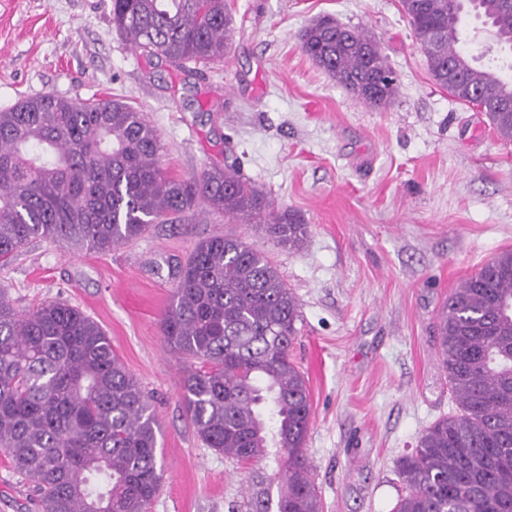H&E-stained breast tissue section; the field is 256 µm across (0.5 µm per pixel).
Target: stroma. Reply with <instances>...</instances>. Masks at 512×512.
<instances>
[{"label":"stroma","mask_w":512,"mask_h":512,"mask_svg":"<svg viewBox=\"0 0 512 512\" xmlns=\"http://www.w3.org/2000/svg\"><path fill=\"white\" fill-rule=\"evenodd\" d=\"M227 4L224 60L181 69L130 48L111 0H0V111L41 94L124 100L158 128L170 175L237 160L308 224L303 247L199 209L107 255L31 242L0 269V287L21 309L79 306L153 396L165 479L151 512H245L251 477L198 438L179 389L189 361L159 332L177 261L200 239L242 235L300 304L292 356L310 393L306 455L323 512H391L401 459L460 411L437 324L463 279L512 250V141L434 83L400 0ZM322 17L378 41L397 77L390 106L362 103L302 51L300 30ZM463 38L478 63L512 78V53L481 19L467 18ZM0 512H37L30 481L7 464Z\"/></svg>","instance_id":"1"}]
</instances>
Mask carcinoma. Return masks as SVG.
<instances>
[{
	"instance_id": "1",
	"label": "carcinoma",
	"mask_w": 512,
	"mask_h": 512,
	"mask_svg": "<svg viewBox=\"0 0 512 512\" xmlns=\"http://www.w3.org/2000/svg\"><path fill=\"white\" fill-rule=\"evenodd\" d=\"M400 4L436 85L465 104L512 102V81L458 48L472 12L512 51V4ZM111 16L132 48L178 66L224 59L233 33L226 0H111ZM299 38L357 99L391 103L396 80L384 76L393 70L368 52L376 40L365 31L320 20ZM489 119L512 140V112ZM161 151L157 128L121 100L43 94L1 111L0 269L34 240L107 253L200 203L301 249L309 225L234 168L175 178ZM175 275L160 332L170 352L191 360L179 385L198 437L244 468L275 461L247 512H322L305 452L309 389L290 358L297 297L268 255L236 234L199 240ZM439 336L462 413L436 420L403 458L393 512H512V250L453 290ZM159 435L151 397L98 322L64 300L19 311L0 289V453L34 482L39 512H150L163 483Z\"/></svg>"
}]
</instances>
